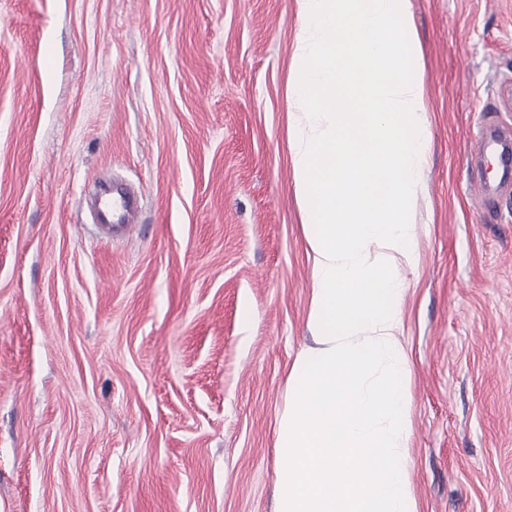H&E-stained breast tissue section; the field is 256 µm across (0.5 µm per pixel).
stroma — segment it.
<instances>
[{
    "label": "stroma",
    "mask_w": 512,
    "mask_h": 512,
    "mask_svg": "<svg viewBox=\"0 0 512 512\" xmlns=\"http://www.w3.org/2000/svg\"><path fill=\"white\" fill-rule=\"evenodd\" d=\"M431 128L401 342L418 512H512V0H411ZM296 0H0V512H275L311 345ZM131 185L139 227L85 206ZM505 148V146H501L500 140L488 130L487 126H483L474 140L470 154L479 159L494 156L505 169L510 165V156L505 152Z\"/></svg>",
    "instance_id": "1"
}]
</instances>
